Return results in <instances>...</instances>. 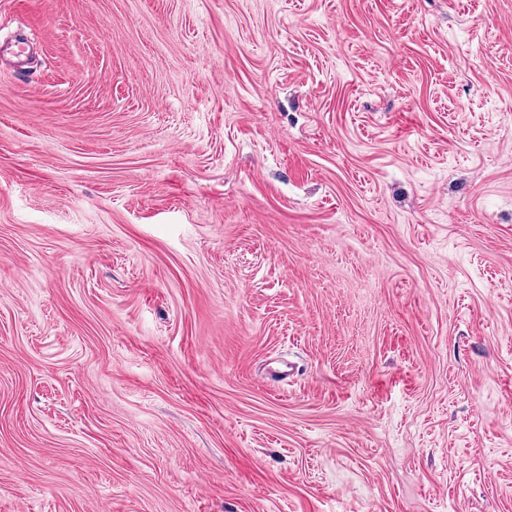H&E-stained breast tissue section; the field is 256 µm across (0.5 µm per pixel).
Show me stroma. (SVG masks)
<instances>
[{"instance_id":"obj_1","label":"stroma","mask_w":512,"mask_h":512,"mask_svg":"<svg viewBox=\"0 0 512 512\" xmlns=\"http://www.w3.org/2000/svg\"><path fill=\"white\" fill-rule=\"evenodd\" d=\"M0 512H512V0H0Z\"/></svg>"}]
</instances>
